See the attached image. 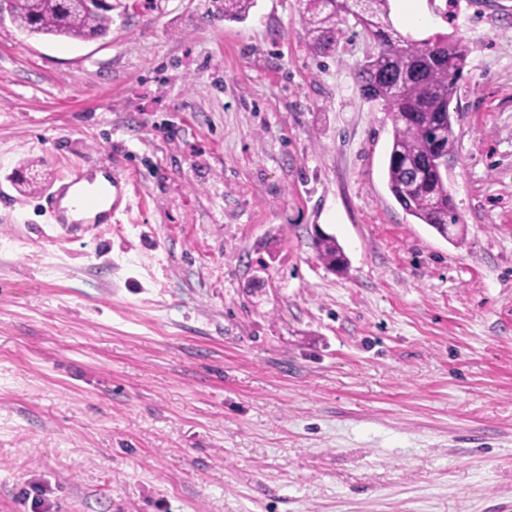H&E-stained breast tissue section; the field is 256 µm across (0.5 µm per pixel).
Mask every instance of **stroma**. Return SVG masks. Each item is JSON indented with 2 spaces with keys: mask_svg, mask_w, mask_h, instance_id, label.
Instances as JSON below:
<instances>
[{
  "mask_svg": "<svg viewBox=\"0 0 512 512\" xmlns=\"http://www.w3.org/2000/svg\"><path fill=\"white\" fill-rule=\"evenodd\" d=\"M112 5L0 23V512H512V0H391L471 48L451 240L388 190L363 35ZM115 164L128 209L63 232L51 186ZM1 1V0H0ZM1 1L0 22L10 21L27 35L90 41L112 31V9H89L82 0ZM314 245L318 259L328 269L336 272H344L347 269V257L335 237L326 234H318Z\"/></svg>",
  "mask_w": 512,
  "mask_h": 512,
  "instance_id": "obj_1",
  "label": "stroma"
}]
</instances>
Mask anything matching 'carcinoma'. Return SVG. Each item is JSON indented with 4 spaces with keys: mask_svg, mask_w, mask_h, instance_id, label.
<instances>
[{
    "mask_svg": "<svg viewBox=\"0 0 512 512\" xmlns=\"http://www.w3.org/2000/svg\"><path fill=\"white\" fill-rule=\"evenodd\" d=\"M254 0H224V19L247 17ZM390 0H301V31L317 57L338 54L351 29L372 48L355 68L362 97L378 102L393 121L386 176L391 195L420 224L442 236L462 223L448 190V170L441 161L457 158L458 135L448 102L464 78L470 48L458 36L434 34L416 40L398 31ZM10 21L28 35L90 41L112 31V11L89 9L83 0H14ZM318 259L343 272L348 261L338 240L315 239Z\"/></svg>",
    "mask_w": 512,
    "mask_h": 512,
    "instance_id": "1",
    "label": "carcinoma"
}]
</instances>
